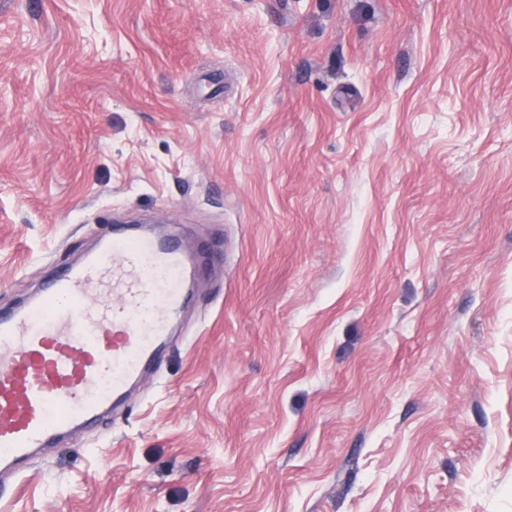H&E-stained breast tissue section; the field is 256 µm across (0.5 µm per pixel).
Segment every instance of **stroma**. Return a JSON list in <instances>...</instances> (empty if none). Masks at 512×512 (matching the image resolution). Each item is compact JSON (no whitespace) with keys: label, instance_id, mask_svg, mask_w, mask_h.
<instances>
[{"label":"stroma","instance_id":"stroma-1","mask_svg":"<svg viewBox=\"0 0 512 512\" xmlns=\"http://www.w3.org/2000/svg\"><path fill=\"white\" fill-rule=\"evenodd\" d=\"M125 223L224 259L0 512H512V0H0V308Z\"/></svg>","mask_w":512,"mask_h":512}]
</instances>
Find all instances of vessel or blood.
<instances>
[{
  "mask_svg": "<svg viewBox=\"0 0 512 512\" xmlns=\"http://www.w3.org/2000/svg\"><path fill=\"white\" fill-rule=\"evenodd\" d=\"M202 272L179 246L113 228L39 295L0 310V464L99 420L156 361Z\"/></svg>",
  "mask_w": 512,
  "mask_h": 512,
  "instance_id": "vessel-or-blood-1",
  "label": "vessel or blood"
}]
</instances>
